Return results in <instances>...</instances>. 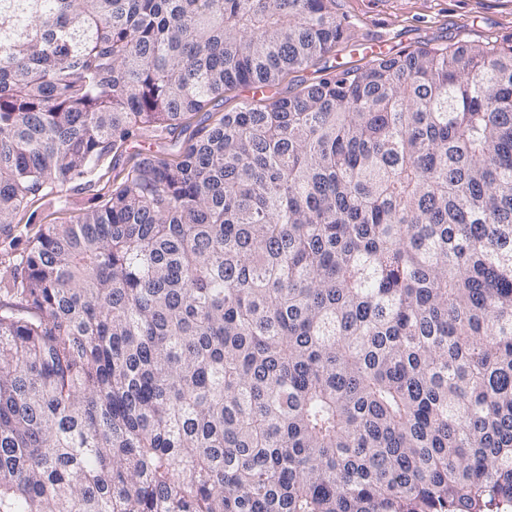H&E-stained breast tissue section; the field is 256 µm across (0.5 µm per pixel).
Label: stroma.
Instances as JSON below:
<instances>
[{"label": "stroma", "mask_w": 512, "mask_h": 512, "mask_svg": "<svg viewBox=\"0 0 512 512\" xmlns=\"http://www.w3.org/2000/svg\"><path fill=\"white\" fill-rule=\"evenodd\" d=\"M334 12L344 28L343 40L330 56L286 75L278 87L281 95L318 81L325 67L366 64L371 58L370 45L378 40L385 43L384 53L398 55L421 46L512 38V0H336ZM254 98L252 87L239 86L202 111L187 114L181 127L165 137L150 129L141 130L101 171L92 192H72L67 206L43 199L19 212L15 218L18 248H25L46 225L76 223L90 193L108 194L139 156L165 153L177 158L180 147L199 130L211 127L223 113Z\"/></svg>", "instance_id": "stroma-1"}]
</instances>
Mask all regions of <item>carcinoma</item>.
Returning <instances> with one entry per match:
<instances>
[{
    "label": "carcinoma",
    "mask_w": 512,
    "mask_h": 512,
    "mask_svg": "<svg viewBox=\"0 0 512 512\" xmlns=\"http://www.w3.org/2000/svg\"><path fill=\"white\" fill-rule=\"evenodd\" d=\"M335 0H0V237L276 89ZM0 512H512V39L134 162L0 273ZM262 94H254V88L238 86L224 94L223 100L208 105L201 112L187 114L177 130L162 138L156 136L152 129H143L139 136L129 142L122 152L118 153L110 166L99 174L96 185L91 191H71L72 203L68 206L49 204L47 199L35 201L15 218L17 230V252L24 249L41 232L47 224H74L78 220L81 208L88 205L93 194L107 195L113 184L127 173L132 164L144 154L159 155L167 153V157H178L179 148L185 145L196 133L210 128L224 112L234 110L242 102L258 101ZM140 154V155H139Z\"/></svg>",
    "instance_id": "carcinoma-1"
}]
</instances>
